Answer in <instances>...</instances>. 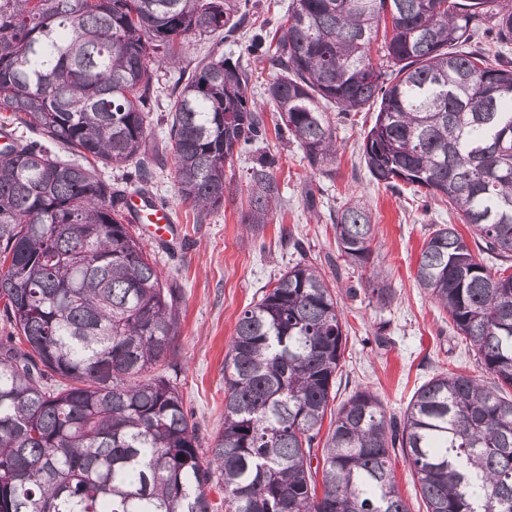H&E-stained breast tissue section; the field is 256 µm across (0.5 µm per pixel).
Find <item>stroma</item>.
I'll use <instances>...</instances> for the list:
<instances>
[{"label":"stroma","instance_id":"obj_1","mask_svg":"<svg viewBox=\"0 0 512 512\" xmlns=\"http://www.w3.org/2000/svg\"><path fill=\"white\" fill-rule=\"evenodd\" d=\"M289 2L246 0L245 22L232 36L188 35L187 62L212 53L240 59L254 72L253 97L264 101L265 85L275 71L268 58L251 53L250 46L256 35L275 28ZM158 73L163 89L151 103L152 142L158 153L151 193L171 207L179 239L170 246H150L149 252L162 282L177 283L181 290L180 324L167 372L182 385L185 407L203 446L213 445L224 428V357L239 315L259 300L263 287L301 258L319 267L331 288L344 291L346 342L336 375L337 401L368 389L379 396L388 417L399 421L415 391L435 374L449 369L480 375L468 341L416 281L431 226L454 224L458 218L436 200L409 191L396 193L372 181L361 155L375 110L332 114L340 149L329 176L312 173L302 149L276 135V117L265 110L264 149L278 159L273 173L280 198L268 224L255 233L242 222L247 171L255 158L251 151H242L226 167L231 191L220 208L201 213L177 198L166 117L180 69L164 66ZM348 202L361 203L372 213L375 264L396 290L388 307H376L359 292V271L347 266L337 251L333 218ZM288 229L301 241L302 250L283 242L282 233ZM382 323L386 339L380 342L375 332Z\"/></svg>","mask_w":512,"mask_h":512}]
</instances>
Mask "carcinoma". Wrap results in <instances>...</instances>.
<instances>
[{"instance_id":"cac0c4a2","label":"carcinoma","mask_w":512,"mask_h":512,"mask_svg":"<svg viewBox=\"0 0 512 512\" xmlns=\"http://www.w3.org/2000/svg\"><path fill=\"white\" fill-rule=\"evenodd\" d=\"M242 20L239 0H0V130L43 135L0 149V512H213L214 485L224 512H409L397 450L426 512H512V267L477 257L512 261V59L465 50L482 26L512 44L505 0H292L264 50L266 104L313 173L330 174L338 151L328 110L376 102L372 179L422 188L467 225L470 241L452 224L429 233L416 281L489 381L435 375L398 424L358 390L319 439L344 329L339 295L303 260L238 318L213 447L178 383L151 373L171 355L181 291L97 167H148L154 66L179 63L186 35L229 36ZM250 77L221 54L176 81V192L201 212L224 205L225 163L266 137ZM274 164L249 170L247 224L279 198ZM334 230L370 301L389 306L372 213L347 203ZM392 469L400 494L410 511L426 512L419 487L415 484L411 469L400 452L392 456Z\"/></svg>"}]
</instances>
